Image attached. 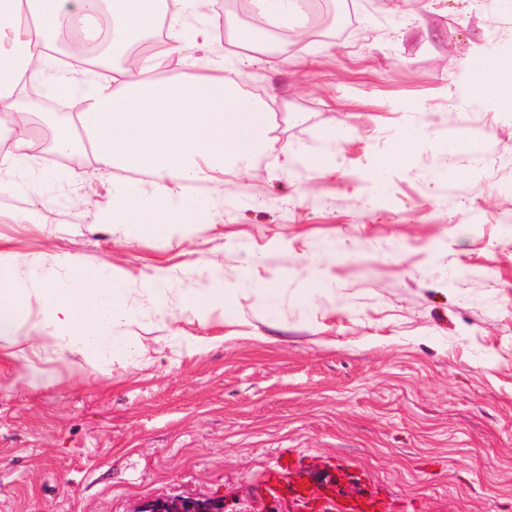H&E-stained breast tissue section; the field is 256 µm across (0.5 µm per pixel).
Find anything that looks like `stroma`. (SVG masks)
Wrapping results in <instances>:
<instances>
[{"label": "stroma", "instance_id": "stroma-1", "mask_svg": "<svg viewBox=\"0 0 512 512\" xmlns=\"http://www.w3.org/2000/svg\"><path fill=\"white\" fill-rule=\"evenodd\" d=\"M215 0L195 65L160 82L211 75L221 61L247 94L273 101L258 172L227 190L190 187L204 227L168 238L106 222L123 170L50 161L35 123L34 171L0 174V250L61 276L68 257L149 283L189 281L199 261L243 293L224 320L145 312L126 328L146 360L106 364L70 354L26 385L29 363L0 350V512H135L180 495L224 499L231 512H512V112L464 95L465 64L512 35L504 0H314L288 45L242 60L225 44ZM435 122L482 136L479 158L413 150L371 189L391 135ZM345 123L336 163L315 171L285 146L317 150ZM143 190L152 178L138 174ZM280 277L266 316L252 283ZM323 282L313 301L303 283ZM303 497L269 483L283 458ZM334 486H320L324 475Z\"/></svg>", "mask_w": 512, "mask_h": 512}]
</instances>
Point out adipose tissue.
Returning a JSON list of instances; mask_svg holds the SVG:
<instances>
[{"label":"adipose tissue","instance_id":"1","mask_svg":"<svg viewBox=\"0 0 512 512\" xmlns=\"http://www.w3.org/2000/svg\"><path fill=\"white\" fill-rule=\"evenodd\" d=\"M256 29L240 26L229 17L235 40L255 52H264L255 31L287 27L300 14L299 0H250ZM161 0H0V24L16 27L21 52L0 51V112L11 115L8 145L0 151V165L16 166L32 150L29 124L19 121L20 99L26 85L42 81L52 64V50L69 29L80 32V45L97 42L110 29L113 52L121 54L140 45L160 15ZM184 20L169 25L164 39L143 47L138 73L122 69L73 90L68 69L55 70L58 86L69 88V98L81 128L91 137L100 171L124 170L149 174L152 195L138 184L117 186L107 221L134 225L145 237L162 238L177 228L195 226L202 200L189 195L199 181H219L225 169L250 174L255 157L268 146L269 107L248 96L233 76H191L181 82L146 80L145 72L181 58ZM469 95L491 105H512V53L488 57L473 54ZM422 143L441 153L478 155L483 141L462 129L437 132L416 125L395 134L387 151L371 168L372 182H382ZM34 267L21 279L20 263ZM37 258L0 252V343H27L32 351L61 349L99 361L121 362L145 357L146 352L123 326L136 321L140 308L130 304L132 279L112 268L89 269L70 260L62 277L37 272ZM200 284L172 290L150 288L146 294L161 312L177 319L185 314L224 317L238 303L239 290L225 284L224 271L204 262Z\"/></svg>","mask_w":512,"mask_h":512}]
</instances>
